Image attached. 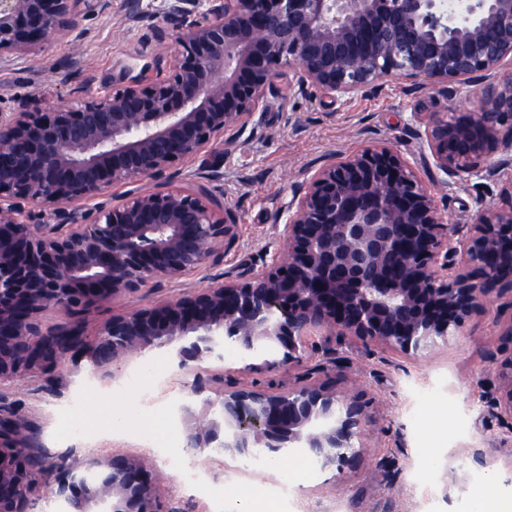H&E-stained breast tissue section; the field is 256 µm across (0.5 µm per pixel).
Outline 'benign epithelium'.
Listing matches in <instances>:
<instances>
[{"instance_id": "obj_1", "label": "benign epithelium", "mask_w": 512, "mask_h": 512, "mask_svg": "<svg viewBox=\"0 0 512 512\" xmlns=\"http://www.w3.org/2000/svg\"><path fill=\"white\" fill-rule=\"evenodd\" d=\"M112 0H0V54L35 53L104 15ZM147 41L174 54L59 104L13 98L0 113V381L80 357L109 368L154 347L178 368L231 344L265 367L302 359L317 331L417 353L512 297V179L505 204L449 224L415 165L380 141L308 167L281 209L283 248L259 270L121 311L91 336L73 320L155 279L205 268L240 218L211 187L248 127L312 90L336 102L396 76L477 108L430 114L418 131L460 181L512 167V0H163ZM201 160L187 173L181 166ZM148 180L154 189L144 190ZM115 185L130 187L110 195ZM53 311L68 322L53 327ZM491 406L512 416V353ZM184 447L304 448L341 471L362 458L366 405L336 381L281 392L215 391L184 404ZM33 427L0 406V512H25L41 477ZM58 512H166L160 477L130 453L60 467Z\"/></svg>"}]
</instances>
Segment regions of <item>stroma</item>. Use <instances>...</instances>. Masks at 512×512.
I'll list each match as a JSON object with an SVG mask.
<instances>
[{
	"label": "stroma",
	"mask_w": 512,
	"mask_h": 512,
	"mask_svg": "<svg viewBox=\"0 0 512 512\" xmlns=\"http://www.w3.org/2000/svg\"><path fill=\"white\" fill-rule=\"evenodd\" d=\"M147 33L146 23L128 17L126 0H112L107 16L86 19L75 32L56 35L38 54L1 56L0 104L36 93L53 105L67 98L72 84L87 81L96 88L124 70L137 72L168 57L171 47L146 45ZM404 86L392 78L371 94L334 104L312 94L246 131L220 183L226 201L241 216L223 260L201 273L93 308L82 319L86 333H94L113 313L262 268L280 245L278 215L303 169L332 152L390 141L418 164L452 224L472 223L478 210L502 206L500 179L447 180L428 164L429 151L417 135L420 121L444 111L447 101L434 91L405 93ZM511 317L505 300L493 298L448 342L424 353L405 355L351 337L312 336L302 364L253 368L228 357L220 364L202 363L195 376L172 363L169 349L159 348L146 357L164 364L165 377L144 396L114 394V382L100 380L89 363L68 362L50 374L0 385V402L19 408L52 459L69 461L88 451L141 456L159 472L169 512H235L241 491L255 488L264 501L279 483L287 484L288 500L273 503L271 512H469L470 503L491 488L512 499V419L492 414L489 406L498 384L499 334ZM330 378L367 405L364 454L353 468L323 469L310 479L293 468L282 472L263 466L256 479L241 480L231 460L207 452L186 459L210 483L202 492L179 485L162 464L161 449L140 445L162 403L175 392L191 396L195 383L277 392L304 380ZM70 414L85 435L64 441L60 424ZM477 452L483 455L479 464L473 460Z\"/></svg>",
	"instance_id": "1"
}]
</instances>
